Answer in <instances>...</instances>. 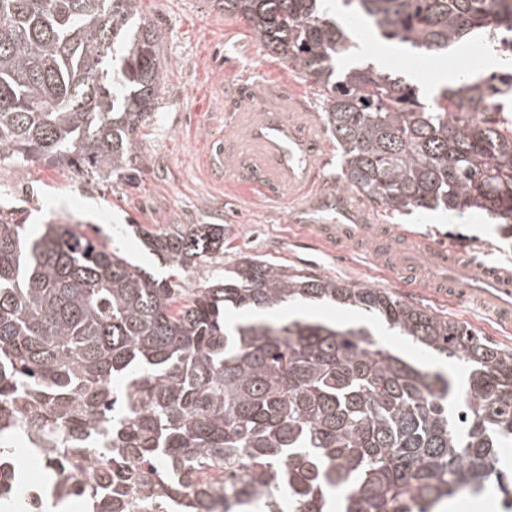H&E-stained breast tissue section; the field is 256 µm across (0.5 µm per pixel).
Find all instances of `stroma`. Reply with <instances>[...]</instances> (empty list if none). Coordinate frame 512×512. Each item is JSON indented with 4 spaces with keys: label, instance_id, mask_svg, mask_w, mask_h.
I'll return each mask as SVG.
<instances>
[{
    "label": "stroma",
    "instance_id": "obj_1",
    "mask_svg": "<svg viewBox=\"0 0 512 512\" xmlns=\"http://www.w3.org/2000/svg\"><path fill=\"white\" fill-rule=\"evenodd\" d=\"M325 6L351 33L358 59L412 83L447 71L477 76L496 64L488 40L472 41L445 56L385 47L362 18L338 13L334 0H326ZM143 10L164 34L161 53L166 67L157 110L135 137V181L92 176L39 160L21 166L1 162V215L33 232L53 218L80 220L86 235L107 236L120 255L158 277L170 278L186 295L252 255L349 284L389 289L512 348V329L500 326L473 301L438 300L382 273L369 257L368 241L349 245L342 256L302 249L290 235L288 206L268 208L213 181L201 157L207 144L226 132L228 86L246 72L285 78L291 72L245 23L225 13L224 0H144ZM391 223L481 260L512 265V230L488 223L478 212L462 218L450 210H416L392 217ZM131 224L164 229L174 224H221L226 228L224 248L189 272L175 271L159 263L139 237L128 232Z\"/></svg>",
    "mask_w": 512,
    "mask_h": 512
}]
</instances>
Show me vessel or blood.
<instances>
[{"label": "vessel or blood", "instance_id": "1", "mask_svg": "<svg viewBox=\"0 0 512 512\" xmlns=\"http://www.w3.org/2000/svg\"><path fill=\"white\" fill-rule=\"evenodd\" d=\"M233 92L236 99L225 108L230 133L204 157L209 176L246 190L251 200L291 204V223L312 245L339 251L364 239L378 215L365 195L320 183L325 134L303 95L262 77L243 78ZM390 237L398 246L392 276L421 277L424 287L475 299L496 319L512 323V267L481 265L405 230Z\"/></svg>", "mask_w": 512, "mask_h": 512}]
</instances>
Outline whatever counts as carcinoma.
I'll use <instances>...</instances> for the list:
<instances>
[{
  "label": "carcinoma",
  "instance_id": "cac0c4a2",
  "mask_svg": "<svg viewBox=\"0 0 512 512\" xmlns=\"http://www.w3.org/2000/svg\"><path fill=\"white\" fill-rule=\"evenodd\" d=\"M501 0H345L385 43L446 54L484 35L501 69L430 95L371 63L340 64L347 32L320 0H224L315 87L342 187L391 215L480 211L512 227V7ZM162 30L142 0H0V162L121 176L155 111ZM128 228L189 271L224 249V225ZM83 232L0 219V459L37 416L75 471L98 439L112 478L81 495L120 512L126 484L194 493L191 512H437L494 487L512 512V349L386 288L244 257L188 298ZM349 305L468 372L411 362L365 324L293 309ZM26 512L21 489H0Z\"/></svg>",
  "mask_w": 512,
  "mask_h": 512
}]
</instances>
